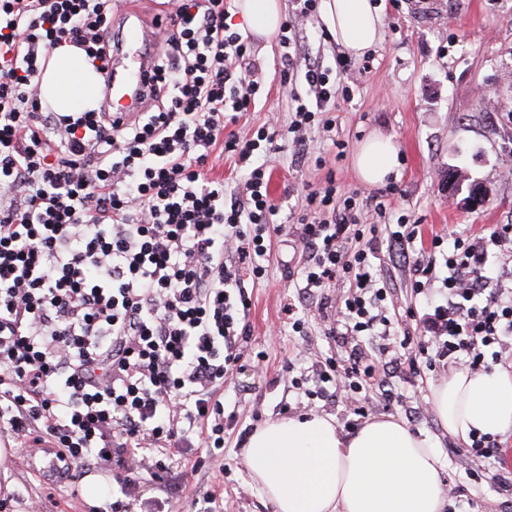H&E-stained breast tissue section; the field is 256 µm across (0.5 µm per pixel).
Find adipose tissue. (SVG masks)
<instances>
[{
  "mask_svg": "<svg viewBox=\"0 0 512 512\" xmlns=\"http://www.w3.org/2000/svg\"><path fill=\"white\" fill-rule=\"evenodd\" d=\"M241 26L266 38L283 19L281 0H239ZM319 21L350 55L381 40L384 18L372 0H321ZM99 75L69 43L53 49L41 72V98L56 112L94 107ZM356 167L364 182L385 181L398 166L391 138L375 135L360 147ZM431 402L449 435H501L512 430V375L451 371L434 385ZM244 463L276 512H444L442 463L433 443L392 418L366 422L350 434L315 415L270 422L250 437Z\"/></svg>",
  "mask_w": 512,
  "mask_h": 512,
  "instance_id": "ef3b65f1",
  "label": "adipose tissue"
}]
</instances>
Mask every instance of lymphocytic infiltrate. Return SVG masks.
Masks as SVG:
<instances>
[{"label":"lymphocytic infiltrate","mask_w":512,"mask_h":512,"mask_svg":"<svg viewBox=\"0 0 512 512\" xmlns=\"http://www.w3.org/2000/svg\"><path fill=\"white\" fill-rule=\"evenodd\" d=\"M234 0H164L154 15L155 55L146 112L126 122L100 109L47 112L39 75L61 43L106 63L114 0H0V445L47 441L69 480L111 473L97 512H137L149 483L177 494L160 458L186 442L224 455V384L250 338L246 280L266 274L271 238L283 231L269 194L276 130L233 131L264 85L247 38L228 24ZM284 22L280 78L305 147L308 129L349 95L354 68L302 63L296 27L317 10L299 0ZM242 170L233 187L208 175L215 153ZM363 217L335 181L305 198L295 273L304 295L333 314L330 336H391L348 358L328 356L292 377L298 398L358 397L384 388L389 361L415 353L426 368L486 371L512 361V294L492 287L491 251L512 256V224L452 248L417 249L415 225ZM385 240L412 288L444 268L423 334L392 337L387 279L374 264ZM360 249H352V242Z\"/></svg>","instance_id":"obj_1"}]
</instances>
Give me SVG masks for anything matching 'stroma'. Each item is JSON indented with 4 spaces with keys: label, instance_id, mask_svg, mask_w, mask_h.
<instances>
[{
    "label": "stroma",
    "instance_id": "35a3bbf8",
    "mask_svg": "<svg viewBox=\"0 0 512 512\" xmlns=\"http://www.w3.org/2000/svg\"><path fill=\"white\" fill-rule=\"evenodd\" d=\"M375 3L385 18L382 41L355 58L358 73L351 96L332 105L331 132L308 130L305 160H295L285 139L267 158L278 223L296 224L306 195L331 177L359 200L383 196L391 219L403 215L417 223L426 248L437 235L447 240L487 235L495 225L512 224V170L502 164L512 156V0ZM154 7L153 0H118L112 13V33L121 43L118 59L152 54V40L124 44L122 19L130 13L150 22ZM252 46L262 64L265 91L238 128L244 132L272 121L277 130H287L291 116L278 75V41L256 40ZM376 134L392 137L399 151L400 165L383 186L365 184L355 168L360 145ZM339 142L344 152H337ZM477 182L489 195L483 205L473 207L467 196ZM306 259L305 251L273 237L267 275L252 291L251 340L240 370L224 385V417L229 421L224 459L199 462L192 448L175 457L183 492L171 501V512H192L194 502L209 494L222 500L227 512H274L244 464V430L308 411L333 417L340 428L352 419L353 403L326 400L308 409L289 389V369L307 370L329 353L345 357L351 350L343 339L326 336L319 321L311 322L306 340L292 333L285 306L298 301L303 311L313 313L321 304L317 297L299 300L296 282L285 275L287 267H302ZM447 374L442 367L402 368L391 378L389 391H375L363 404L372 417L400 420L435 442L443 463L446 512H512V501L495 480L502 466L489 465L485 477L471 476L467 458L458 452L459 440L448 435L436 413L420 409L431 401L432 384ZM225 465L230 475L222 474ZM0 492L14 498L9 512H92L94 507L86 496V479L58 482L50 456L40 451L0 454Z\"/></svg>",
    "mask_w": 512,
    "mask_h": 512
}]
</instances>
